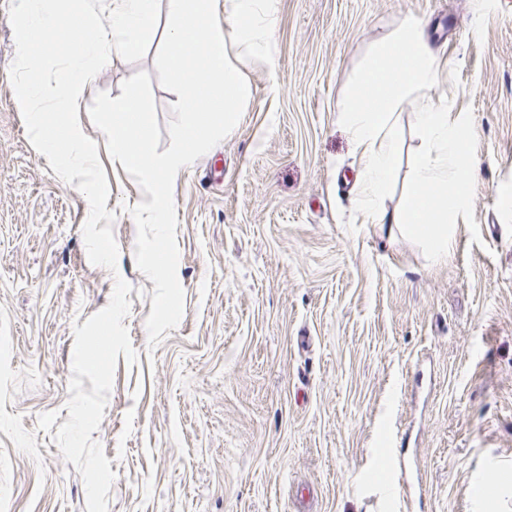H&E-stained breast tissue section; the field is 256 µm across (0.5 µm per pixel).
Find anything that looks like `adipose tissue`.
I'll use <instances>...</instances> for the list:
<instances>
[{
    "label": "adipose tissue",
    "mask_w": 512,
    "mask_h": 512,
    "mask_svg": "<svg viewBox=\"0 0 512 512\" xmlns=\"http://www.w3.org/2000/svg\"><path fill=\"white\" fill-rule=\"evenodd\" d=\"M434 65L418 23L405 20L398 34L379 46L376 60L351 94L344 120L362 164L359 209L364 223L386 221L375 204L387 192L400 160L398 111L408 95L429 80ZM413 120L423 149L398 221L408 237L427 243L433 262L441 264L454 247L452 219L466 194L457 181L465 141L449 124L442 104L418 109Z\"/></svg>",
    "instance_id": "adipose-tissue-1"
}]
</instances>
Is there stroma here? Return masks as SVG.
Segmentation results:
<instances>
[{"instance_id": "obj_1", "label": "stroma", "mask_w": 512, "mask_h": 512, "mask_svg": "<svg viewBox=\"0 0 512 512\" xmlns=\"http://www.w3.org/2000/svg\"><path fill=\"white\" fill-rule=\"evenodd\" d=\"M0 0V512H86L53 437L69 418L74 327L128 281L99 442L109 512H512V0H278L273 65L246 61L236 130L178 179L184 314L157 347L154 284L131 208L145 193L88 108L149 73L160 149L178 96L154 60L111 57L78 104L111 195L116 270L90 263L86 198L30 144ZM417 20L431 90L401 105L402 158L379 202L399 215L444 97L466 133L456 247L434 266L400 225L362 223L361 166L343 121L379 44Z\"/></svg>"}]
</instances>
